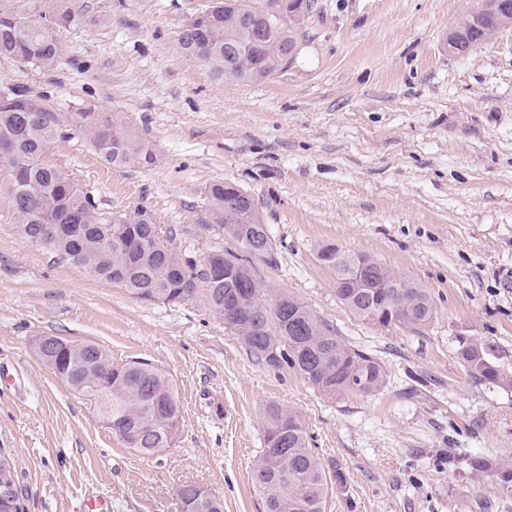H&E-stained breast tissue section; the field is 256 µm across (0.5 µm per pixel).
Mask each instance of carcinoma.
<instances>
[{"mask_svg":"<svg viewBox=\"0 0 512 512\" xmlns=\"http://www.w3.org/2000/svg\"><path fill=\"white\" fill-rule=\"evenodd\" d=\"M296 3L219 0L188 21L178 35L179 47L220 78L263 81L281 71L296 48L295 30L303 17ZM72 22L64 0H0V57L53 68L64 55L58 33ZM76 116L79 132L104 163L114 168L154 163L148 142L132 134L119 116L92 105ZM62 136L46 97L32 96L23 86L0 93V197L22 238H38L44 224H71L68 235L49 247L89 276L141 301L163 304L195 296L202 283L208 309L221 321L224 311L232 312L228 330L266 366L288 369L330 398L369 396L385 387L387 372L377 357L342 340L304 302L273 294L258 277L255 260L272 266L277 259L268 225L249 194L222 182L208 187L203 222L219 225L234 248L215 250L199 265L173 247L176 229L160 238L149 210L102 212L93 196L50 164L46 153ZM255 242L268 245L260 259L248 250ZM318 259L334 272L336 298L361 320L419 329L436 314L428 289L367 254L327 244ZM457 355L480 381L512 386V375L491 361L482 340H460ZM50 358L74 394L97 403L108 429L124 445L148 457L173 445L181 410L166 376L135 361L105 375L98 366L109 355L101 347L70 351L58 346ZM264 422V448L252 482L265 512H326L332 484L342 483V477L330 475L310 448L302 415L271 403ZM469 467L490 478L498 500H512V462L476 455ZM175 497L179 512H224L221 499L205 490L182 484Z\"/></svg>","mask_w":512,"mask_h":512,"instance_id":"1","label":"carcinoma"}]
</instances>
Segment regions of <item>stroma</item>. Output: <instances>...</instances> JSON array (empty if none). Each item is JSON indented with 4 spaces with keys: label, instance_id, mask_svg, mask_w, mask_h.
I'll use <instances>...</instances> for the list:
<instances>
[{
    "label": "stroma",
    "instance_id": "stroma-1",
    "mask_svg": "<svg viewBox=\"0 0 512 512\" xmlns=\"http://www.w3.org/2000/svg\"><path fill=\"white\" fill-rule=\"evenodd\" d=\"M214 0H66L73 23L53 68L0 57V92L47 95L68 133L50 162L99 209L145 208L196 262L224 248L204 223L215 182L250 194L277 256L270 287L305 302L385 366L378 394L330 398L251 357L203 298L145 303L23 239L0 202V448L27 512H179L193 482L224 512H264L252 484L264 411L305 419L343 484L326 512H502L469 460H512V388L477 380L457 340L480 338L512 373V26L462 56L448 31L476 0H306L287 68L260 82L215 77L178 34ZM118 112L152 144L149 167L105 164L75 126L85 105ZM364 253L431 293L425 328L378 327L337 299L322 245ZM103 346L114 364L165 375L182 420L172 448H126L34 355L36 337Z\"/></svg>",
    "mask_w": 512,
    "mask_h": 512
}]
</instances>
